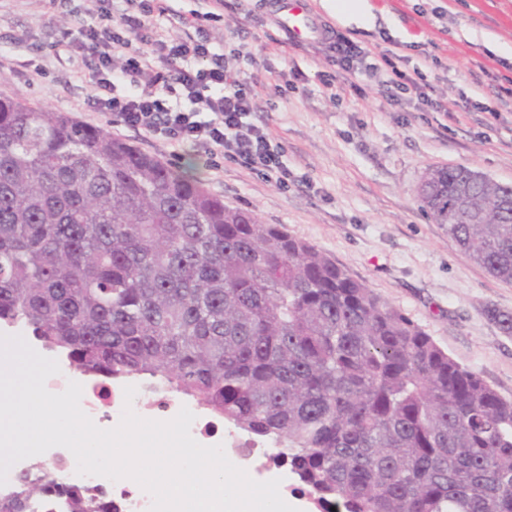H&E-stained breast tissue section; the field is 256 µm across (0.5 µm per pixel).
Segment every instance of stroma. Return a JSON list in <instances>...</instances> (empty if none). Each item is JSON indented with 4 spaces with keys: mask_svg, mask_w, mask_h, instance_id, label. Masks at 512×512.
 Returning a JSON list of instances; mask_svg holds the SVG:
<instances>
[{
    "mask_svg": "<svg viewBox=\"0 0 512 512\" xmlns=\"http://www.w3.org/2000/svg\"><path fill=\"white\" fill-rule=\"evenodd\" d=\"M375 24L361 31L310 0L321 31L355 48L393 50L420 72L442 112L391 101L359 68L343 84L323 40L297 42L277 24L272 0H175L180 19L151 14L169 40L193 26L213 46L250 52L243 64L255 119L283 145L287 186L190 144H171L88 107L91 57L70 32L124 0H0V94L108 129L166 165L189 172L226 205L283 225L399 309L457 362L512 398V334L487 312L512 313V284L468 260L422 210L417 187L436 167L466 166L512 185V60L484 32L512 46V0H370ZM333 88H326L325 80Z\"/></svg>",
    "mask_w": 512,
    "mask_h": 512,
    "instance_id": "stroma-1",
    "label": "stroma"
}]
</instances>
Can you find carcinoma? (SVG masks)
Masks as SVG:
<instances>
[{
    "instance_id": "obj_1",
    "label": "carcinoma",
    "mask_w": 512,
    "mask_h": 512,
    "mask_svg": "<svg viewBox=\"0 0 512 512\" xmlns=\"http://www.w3.org/2000/svg\"><path fill=\"white\" fill-rule=\"evenodd\" d=\"M424 209L512 282V186L431 169ZM0 322L146 374L275 446L340 512H512V399L279 224L103 128L0 95ZM106 512L17 475L0 512Z\"/></svg>"
}]
</instances>
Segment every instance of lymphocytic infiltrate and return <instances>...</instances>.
<instances>
[{
    "instance_id": "f902f5d3",
    "label": "lymphocytic infiltrate",
    "mask_w": 512,
    "mask_h": 512,
    "mask_svg": "<svg viewBox=\"0 0 512 512\" xmlns=\"http://www.w3.org/2000/svg\"><path fill=\"white\" fill-rule=\"evenodd\" d=\"M125 2V33L105 34L93 25L81 32L97 47L90 107L113 113L125 127L222 151L225 159L287 185L284 150L254 121L252 98L239 80L240 56L190 35L174 43L149 38L143 32L153 11L149 0ZM175 84L178 100L166 99Z\"/></svg>"
}]
</instances>
